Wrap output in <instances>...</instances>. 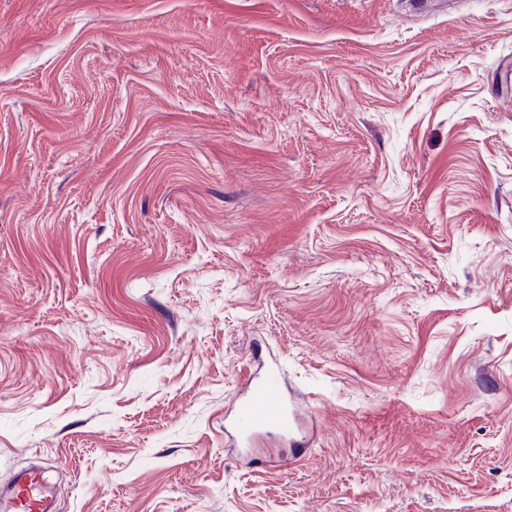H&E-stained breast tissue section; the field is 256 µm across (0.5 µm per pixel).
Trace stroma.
Returning a JSON list of instances; mask_svg holds the SVG:
<instances>
[{
  "mask_svg": "<svg viewBox=\"0 0 512 512\" xmlns=\"http://www.w3.org/2000/svg\"><path fill=\"white\" fill-rule=\"evenodd\" d=\"M454 2L0 0V481L512 512V0ZM250 390L239 402L232 428L244 440H249L265 428L273 427L288 435L295 424L294 416L278 398L277 377L267 375L263 378L252 377Z\"/></svg>",
  "mask_w": 512,
  "mask_h": 512,
  "instance_id": "1",
  "label": "stroma"
}]
</instances>
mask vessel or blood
Wrapping results in <instances>:
<instances>
[{"label":"vessel or blood","mask_w":512,"mask_h":512,"mask_svg":"<svg viewBox=\"0 0 512 512\" xmlns=\"http://www.w3.org/2000/svg\"><path fill=\"white\" fill-rule=\"evenodd\" d=\"M249 385V392L234 414V432L248 440L268 427L284 434L292 430L295 418L277 395L276 377H254ZM53 466V460L48 459L35 466L16 469L9 481L0 482V512H58L49 481Z\"/></svg>","instance_id":"obj_1"}]
</instances>
